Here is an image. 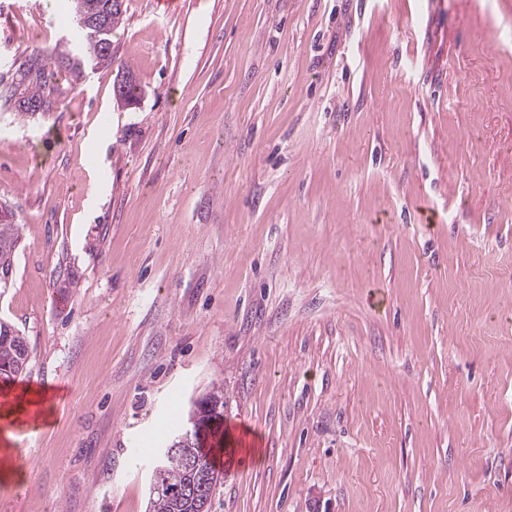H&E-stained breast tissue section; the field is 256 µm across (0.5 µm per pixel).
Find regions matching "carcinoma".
<instances>
[{"instance_id":"carcinoma-1","label":"carcinoma","mask_w":512,"mask_h":512,"mask_svg":"<svg viewBox=\"0 0 512 512\" xmlns=\"http://www.w3.org/2000/svg\"><path fill=\"white\" fill-rule=\"evenodd\" d=\"M68 9L76 19L77 28L63 40L64 50L58 52L64 70L80 79L85 70L112 65V31L124 19V3L117 0H68ZM120 87L125 104L138 101L139 84L130 70ZM58 72L49 71L36 60L18 67L5 87L3 105L19 112H40L42 106L52 105ZM18 225L0 224V261L13 262L18 245ZM30 352L25 337L0 321V380L10 381L26 372ZM160 490L149 499V512H195L197 497L193 488L200 487L197 473L177 451L168 456L163 470L156 474Z\"/></svg>"}]
</instances>
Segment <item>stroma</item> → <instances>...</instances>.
<instances>
[{"mask_svg": "<svg viewBox=\"0 0 512 512\" xmlns=\"http://www.w3.org/2000/svg\"><path fill=\"white\" fill-rule=\"evenodd\" d=\"M124 6L111 67L0 107L52 409L0 419V512H148L215 385L208 512H512V0ZM74 28L0 0V76ZM198 399L192 404L185 428L172 438L167 448H184L187 449V453H190L194 448L193 441L198 444L199 449L221 445L222 431L221 428H218V421H212L206 425L200 421L201 410L210 409L213 406V401L204 397Z\"/></svg>", "mask_w": 512, "mask_h": 512, "instance_id": "obj_1", "label": "stroma"}]
</instances>
